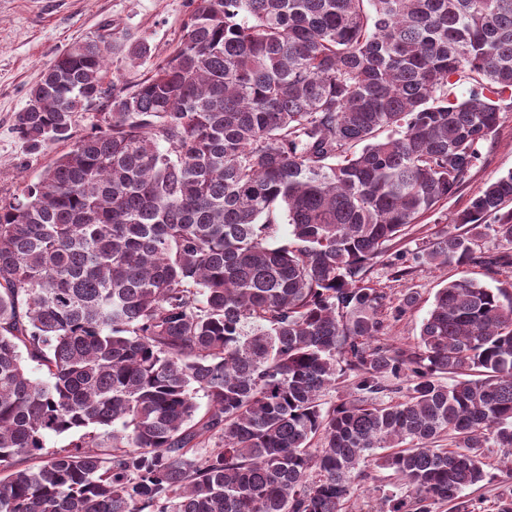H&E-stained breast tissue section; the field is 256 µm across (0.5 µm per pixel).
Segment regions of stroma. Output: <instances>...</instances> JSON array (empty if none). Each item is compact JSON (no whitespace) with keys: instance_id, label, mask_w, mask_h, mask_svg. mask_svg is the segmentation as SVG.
<instances>
[{"instance_id":"1","label":"stroma","mask_w":512,"mask_h":512,"mask_svg":"<svg viewBox=\"0 0 512 512\" xmlns=\"http://www.w3.org/2000/svg\"><path fill=\"white\" fill-rule=\"evenodd\" d=\"M193 8L192 0H0V199L12 198L24 184L37 181L46 165L68 148L67 143L58 142L32 151L13 130V116L25 107L30 86L57 54L73 41L95 37L104 25L118 26L127 42L150 49L140 60H129L123 50L108 59L109 80L134 84L176 44ZM479 153L458 192L411 226L370 269L368 285L386 292L391 300L409 291L418 297L412 310L387 318L385 343L403 348L416 344L437 290L448 281L465 276L512 292V245L495 242L488 234L474 235L475 264L456 268L413 263L414 255L453 223L478 190L512 171V112L503 113L494 136L480 145ZM398 263L412 266L406 279H395L393 267ZM487 457L488 478L464 492L477 512H497L501 493L512 490V474L504 467L500 451L488 449Z\"/></svg>"}]
</instances>
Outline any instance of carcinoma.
<instances>
[{"label": "carcinoma", "mask_w": 512, "mask_h": 512, "mask_svg": "<svg viewBox=\"0 0 512 512\" xmlns=\"http://www.w3.org/2000/svg\"><path fill=\"white\" fill-rule=\"evenodd\" d=\"M118 48L148 53L77 40L14 115L71 146L0 202V512H341L366 461L406 488L385 512H471L489 444L512 471V296L451 280L403 349L365 281L512 112V0H197L130 87ZM511 203L509 172L456 221L512 244ZM418 260L466 266L472 234Z\"/></svg>", "instance_id": "cac0c4a2"}]
</instances>
